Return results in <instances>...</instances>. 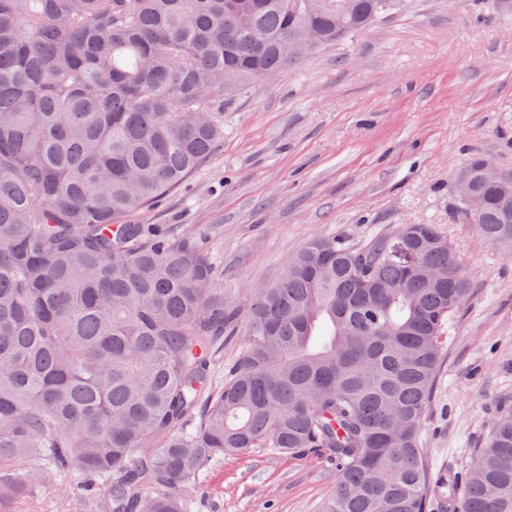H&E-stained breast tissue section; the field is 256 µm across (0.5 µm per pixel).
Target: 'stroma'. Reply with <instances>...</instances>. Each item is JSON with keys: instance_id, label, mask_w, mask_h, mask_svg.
Returning a JSON list of instances; mask_svg holds the SVG:
<instances>
[{"instance_id": "stroma-1", "label": "stroma", "mask_w": 512, "mask_h": 512, "mask_svg": "<svg viewBox=\"0 0 512 512\" xmlns=\"http://www.w3.org/2000/svg\"><path fill=\"white\" fill-rule=\"evenodd\" d=\"M512 174V0H410L224 103V136L136 221L197 232L225 301L240 305L308 242L358 246L405 224L450 238L472 294L448 330L421 442L431 512L512 409V253L462 215L454 179L473 155ZM324 453L255 448L212 461L187 512H323Z\"/></svg>"}]
</instances>
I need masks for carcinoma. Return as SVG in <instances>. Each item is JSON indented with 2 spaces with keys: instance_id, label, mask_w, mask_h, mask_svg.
<instances>
[{
  "instance_id": "1",
  "label": "carcinoma",
  "mask_w": 512,
  "mask_h": 512,
  "mask_svg": "<svg viewBox=\"0 0 512 512\" xmlns=\"http://www.w3.org/2000/svg\"><path fill=\"white\" fill-rule=\"evenodd\" d=\"M408 0H0V512L59 490L94 512H184L212 460L317 448L324 512H428L421 425L466 270L432 224L354 248L310 241L246 310L194 232L126 219L224 137L218 104ZM469 177L486 240L512 248V183ZM245 320L236 361L210 360ZM454 512H512V411Z\"/></svg>"
}]
</instances>
